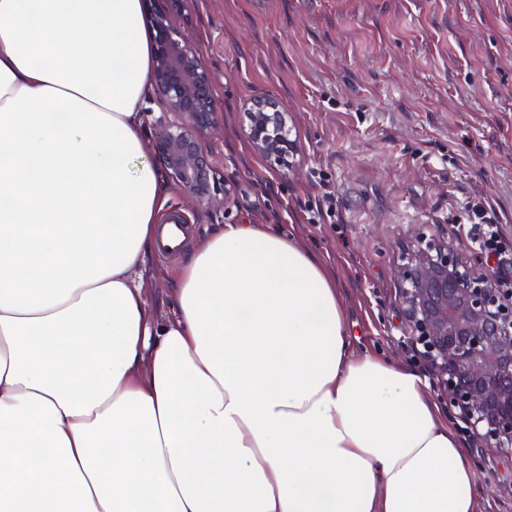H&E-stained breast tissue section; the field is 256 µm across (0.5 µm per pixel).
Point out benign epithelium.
<instances>
[{"label": "benign epithelium", "mask_w": 512, "mask_h": 512, "mask_svg": "<svg viewBox=\"0 0 512 512\" xmlns=\"http://www.w3.org/2000/svg\"><path fill=\"white\" fill-rule=\"evenodd\" d=\"M155 32L153 83L168 118L153 148L179 189L184 210L221 211L234 204L236 184L217 177L202 139L219 140L211 78L181 18L194 0H143ZM252 151L288 169L302 146L290 138L291 113L270 94L245 104ZM412 248L394 269L408 339L437 379L439 398L460 411L465 432L489 448L512 451V289L499 288L477 258L461 255L443 235L413 231Z\"/></svg>", "instance_id": "obj_1"}]
</instances>
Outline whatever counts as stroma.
Segmentation results:
<instances>
[{"label":"stroma","mask_w":512,"mask_h":512,"mask_svg":"<svg viewBox=\"0 0 512 512\" xmlns=\"http://www.w3.org/2000/svg\"><path fill=\"white\" fill-rule=\"evenodd\" d=\"M212 81L224 140L217 169L235 179L227 210L192 216V248L225 224H262L308 248L336 282L351 347L431 370L407 342L393 269L414 224L476 251L448 221L494 206L512 238V0H195L181 21ZM276 97L302 141L301 168L256 156L243 103ZM332 220L310 215L324 193ZM186 253L149 250L138 270L153 319L171 313ZM476 512H512V454L462 435Z\"/></svg>","instance_id":"stroma-1"}]
</instances>
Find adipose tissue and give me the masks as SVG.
I'll return each mask as SVG.
<instances>
[{"instance_id":"ef3b65f1","label":"adipose tissue","mask_w":512,"mask_h":512,"mask_svg":"<svg viewBox=\"0 0 512 512\" xmlns=\"http://www.w3.org/2000/svg\"><path fill=\"white\" fill-rule=\"evenodd\" d=\"M142 0H0V512H476L414 370L297 241L228 224L153 320Z\"/></svg>"}]
</instances>
